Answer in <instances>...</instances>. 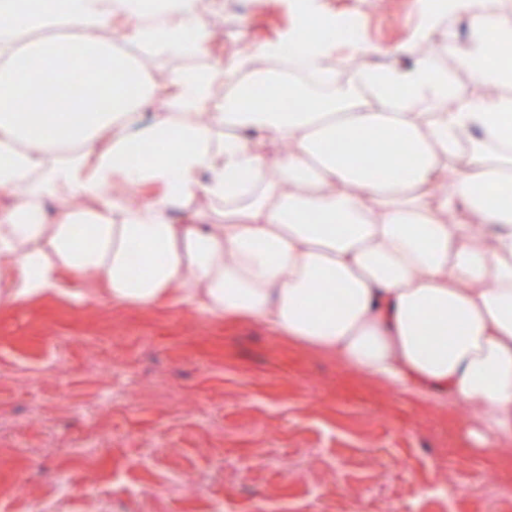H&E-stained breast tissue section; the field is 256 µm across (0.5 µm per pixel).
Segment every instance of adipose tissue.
<instances>
[{
    "label": "adipose tissue",
    "mask_w": 512,
    "mask_h": 512,
    "mask_svg": "<svg viewBox=\"0 0 512 512\" xmlns=\"http://www.w3.org/2000/svg\"><path fill=\"white\" fill-rule=\"evenodd\" d=\"M415 3L388 48L344 42L335 12L294 0L286 38L161 86L99 32L206 56L222 0H0V309L106 298L267 325L389 389L448 398L477 447L511 455L512 0ZM57 29L93 47L104 101L39 111L18 60L52 62ZM433 42L453 69L422 53ZM460 73L477 92L457 94ZM389 135L394 180L357 153ZM159 144L166 159L131 161ZM133 244L152 263L140 279Z\"/></svg>",
    "instance_id": "1"
}]
</instances>
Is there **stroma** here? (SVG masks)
I'll return each instance as SVG.
<instances>
[{"mask_svg":"<svg viewBox=\"0 0 512 512\" xmlns=\"http://www.w3.org/2000/svg\"><path fill=\"white\" fill-rule=\"evenodd\" d=\"M405 41L414 0H323ZM289 0H224L220 51L283 37ZM447 398L389 390L260 325L107 301L0 312V512H512V462Z\"/></svg>","mask_w":512,"mask_h":512,"instance_id":"obj_1","label":"stroma"}]
</instances>
